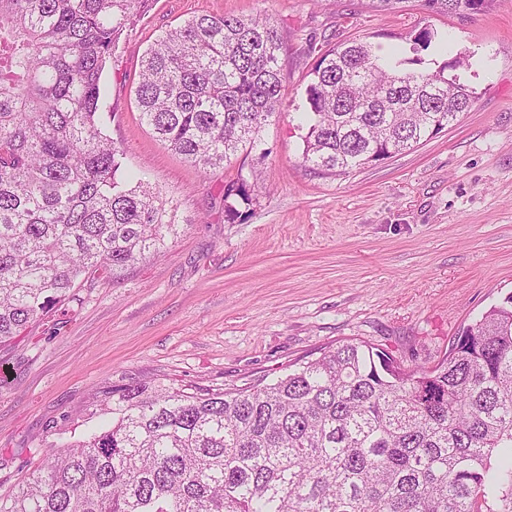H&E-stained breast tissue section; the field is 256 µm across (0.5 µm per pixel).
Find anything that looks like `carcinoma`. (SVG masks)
<instances>
[{"label":"carcinoma","mask_w":512,"mask_h":512,"mask_svg":"<svg viewBox=\"0 0 512 512\" xmlns=\"http://www.w3.org/2000/svg\"><path fill=\"white\" fill-rule=\"evenodd\" d=\"M149 0H0V344L86 276L119 278L179 234L173 200L118 177L102 77ZM467 17L474 0H420ZM277 21L193 16L145 50L140 120L203 171L251 150L278 116ZM458 49L430 68L352 39L312 69L302 162L344 174L471 110ZM240 178L224 186L250 200ZM98 422L32 452L46 463L0 512H483L512 498V296L429 370L348 341L262 385L205 393L105 387Z\"/></svg>","instance_id":"1"}]
</instances>
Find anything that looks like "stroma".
<instances>
[{"label": "stroma", "instance_id": "35a3bbf8", "mask_svg": "<svg viewBox=\"0 0 512 512\" xmlns=\"http://www.w3.org/2000/svg\"><path fill=\"white\" fill-rule=\"evenodd\" d=\"M261 11L286 46L282 112L257 148L200 171L141 124L142 55L191 16ZM426 28L469 52L471 111L414 150L343 175L304 166L299 114L321 53L361 38L387 56ZM103 89L125 170L174 200L181 231L120 278L82 280L0 345V495L42 465L31 448L80 425L101 387L267 383L353 339L430 368L512 295V0L468 19L428 14L419 0L393 13L368 0H154L121 35ZM240 177L259 192L230 220L223 190Z\"/></svg>", "mask_w": 512, "mask_h": 512}]
</instances>
